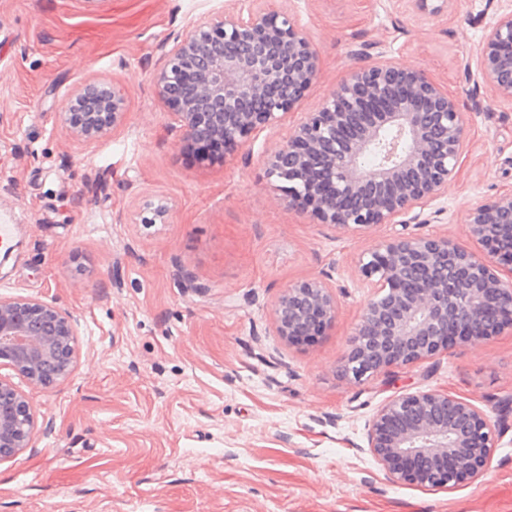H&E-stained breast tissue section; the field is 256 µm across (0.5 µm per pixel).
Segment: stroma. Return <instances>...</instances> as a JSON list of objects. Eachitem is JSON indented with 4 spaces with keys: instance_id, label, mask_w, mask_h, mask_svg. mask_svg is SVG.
<instances>
[{
    "instance_id": "35a3bbf8",
    "label": "stroma",
    "mask_w": 512,
    "mask_h": 512,
    "mask_svg": "<svg viewBox=\"0 0 512 512\" xmlns=\"http://www.w3.org/2000/svg\"><path fill=\"white\" fill-rule=\"evenodd\" d=\"M237 0H0V213L17 226L0 295L72 313V376L32 393V448L0 462V512H512V329L353 384L339 372L370 288L355 264L392 231H343L289 207L267 158L381 42L453 95L468 122L459 173L420 235L479 245L470 210L512 191V103L462 64L512 0H455L418 21L395 0H263L293 15L320 60L277 125L201 161L153 75L175 39ZM115 84L125 123L71 136L59 114L84 82ZM171 208L145 226L149 203ZM193 287H183L178 270ZM328 275L336 320L304 346L275 328L280 296ZM472 401L503 427L484 475L395 484L360 452L393 397Z\"/></svg>"
}]
</instances>
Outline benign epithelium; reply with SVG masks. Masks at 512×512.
<instances>
[{
    "instance_id": "benign-epithelium-1",
    "label": "benign epithelium",
    "mask_w": 512,
    "mask_h": 512,
    "mask_svg": "<svg viewBox=\"0 0 512 512\" xmlns=\"http://www.w3.org/2000/svg\"><path fill=\"white\" fill-rule=\"evenodd\" d=\"M371 66L351 65L320 109L307 113L268 159V174L288 182V205L343 230L379 224H426L425 210L456 178L467 127L456 100L423 71L385 51ZM477 79L512 102V10L496 15L476 47ZM319 57L303 27L240 0L223 16L173 42L153 76L188 145L202 157L233 150L273 126L319 75ZM215 111L196 109L186 88ZM126 99L90 80L61 113L72 136L90 142L123 126ZM383 157L371 169L363 157ZM167 205L147 204L140 223L165 224ZM476 254L441 236L399 233L361 257L368 299L341 371L360 383L390 367L413 364L449 347L512 328V193L474 207ZM336 318V295L322 278L290 286L275 308L276 332L290 345L313 341ZM76 319L31 297L0 296V461L31 447L35 410L13 381L47 390L69 378L77 351ZM496 425L470 401L438 390L403 393L382 405L367 450L393 483L451 488L481 477Z\"/></svg>"
}]
</instances>
